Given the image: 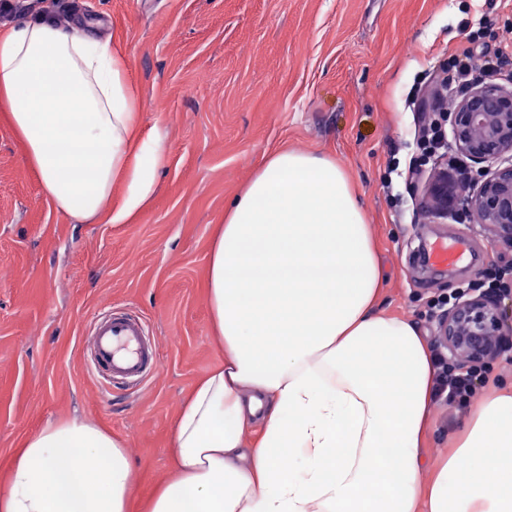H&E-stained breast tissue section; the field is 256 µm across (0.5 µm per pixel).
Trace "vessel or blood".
Here are the masks:
<instances>
[{
  "label": "vessel or blood",
  "instance_id": "vessel-or-blood-1",
  "mask_svg": "<svg viewBox=\"0 0 512 512\" xmlns=\"http://www.w3.org/2000/svg\"><path fill=\"white\" fill-rule=\"evenodd\" d=\"M87 349L96 375L110 386L143 381L158 363L142 318L127 311L94 316Z\"/></svg>",
  "mask_w": 512,
  "mask_h": 512
}]
</instances>
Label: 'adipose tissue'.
<instances>
[{"label":"adipose tissue","mask_w":512,"mask_h":512,"mask_svg":"<svg viewBox=\"0 0 512 512\" xmlns=\"http://www.w3.org/2000/svg\"><path fill=\"white\" fill-rule=\"evenodd\" d=\"M0 114L71 217L129 224L155 196L167 133L143 129L111 41L48 12L0 22ZM379 286L363 205L335 158L268 156L210 242L224 361L183 397L170 475L135 512H512V392L484 398L453 450L425 464L435 367L414 323L376 312ZM134 481L122 440L58 421L15 450L0 512H134Z\"/></svg>","instance_id":"obj_1"}]
</instances>
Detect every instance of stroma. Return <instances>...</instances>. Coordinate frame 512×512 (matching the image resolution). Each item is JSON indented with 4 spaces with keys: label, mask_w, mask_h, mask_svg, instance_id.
I'll use <instances>...</instances> for the list:
<instances>
[{
    "label": "stroma",
    "mask_w": 512,
    "mask_h": 512,
    "mask_svg": "<svg viewBox=\"0 0 512 512\" xmlns=\"http://www.w3.org/2000/svg\"><path fill=\"white\" fill-rule=\"evenodd\" d=\"M127 56L144 126H164L169 163L132 224L82 222L41 193L25 152L0 122V482L23 440L73 418L122 438L140 499L170 469L182 398L221 354L205 295L212 225L263 158L280 149L333 156L371 226L382 271L376 311L440 344L437 299L474 283L501 290L512 336V248L466 207L481 177L459 185L449 165L418 164L428 82L450 55L512 42V0H80ZM448 181V208L431 188ZM464 242L449 268L416 250ZM143 317L156 373L105 392L87 366V332L107 308ZM512 390L494 365L463 405L436 404L422 460L447 453L485 396Z\"/></svg>",
    "instance_id": "stroma-1"
}]
</instances>
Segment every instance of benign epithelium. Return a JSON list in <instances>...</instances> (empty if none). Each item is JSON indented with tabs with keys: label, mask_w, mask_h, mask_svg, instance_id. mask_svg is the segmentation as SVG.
Wrapping results in <instances>:
<instances>
[{
	"label": "benign epithelium",
	"mask_w": 512,
	"mask_h": 512,
	"mask_svg": "<svg viewBox=\"0 0 512 512\" xmlns=\"http://www.w3.org/2000/svg\"><path fill=\"white\" fill-rule=\"evenodd\" d=\"M455 145L477 163H494L512 152V89L494 84L477 85L450 113ZM472 210L493 226L498 241L512 246V163L490 170ZM500 296L492 291L457 297L442 324L451 365L477 370L485 364L484 344L502 335Z\"/></svg>",
	"instance_id": "1"
}]
</instances>
